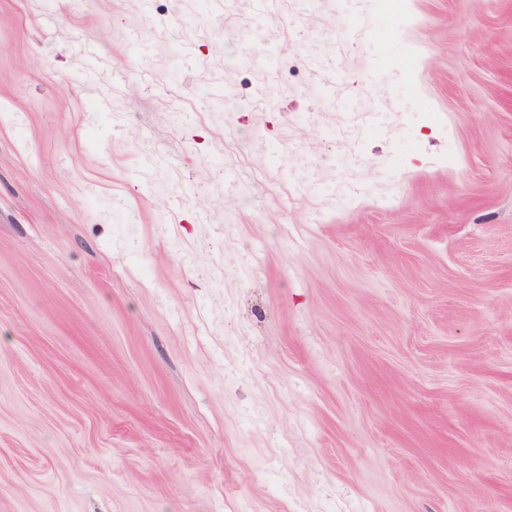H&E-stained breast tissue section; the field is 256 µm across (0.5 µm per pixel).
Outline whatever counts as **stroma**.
<instances>
[{
    "mask_svg": "<svg viewBox=\"0 0 512 512\" xmlns=\"http://www.w3.org/2000/svg\"><path fill=\"white\" fill-rule=\"evenodd\" d=\"M222 2L0 0V512H512V0Z\"/></svg>",
    "mask_w": 512,
    "mask_h": 512,
    "instance_id": "35a3bbf8",
    "label": "stroma"
}]
</instances>
